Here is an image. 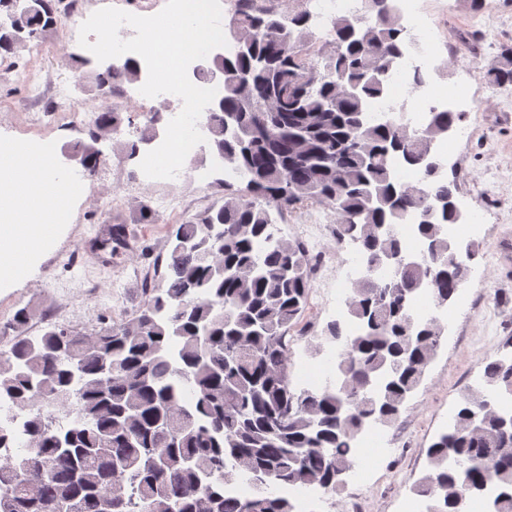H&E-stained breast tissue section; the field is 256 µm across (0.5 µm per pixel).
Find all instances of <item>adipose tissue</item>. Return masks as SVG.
<instances>
[{
    "instance_id": "ef3b65f1",
    "label": "adipose tissue",
    "mask_w": 512,
    "mask_h": 512,
    "mask_svg": "<svg viewBox=\"0 0 512 512\" xmlns=\"http://www.w3.org/2000/svg\"><path fill=\"white\" fill-rule=\"evenodd\" d=\"M48 147L0 140V290L24 279L50 248L81 183L57 177Z\"/></svg>"
}]
</instances>
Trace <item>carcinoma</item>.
Returning <instances> with one entry per match:
<instances>
[{
	"label": "carcinoma",
	"mask_w": 512,
	"mask_h": 512,
	"mask_svg": "<svg viewBox=\"0 0 512 512\" xmlns=\"http://www.w3.org/2000/svg\"><path fill=\"white\" fill-rule=\"evenodd\" d=\"M376 18H338L335 52L324 68L303 52L307 13L263 10L236 0L237 46L214 61L224 70L223 107L211 123L212 148L238 181H224V205L210 207L171 232L163 282L142 288L128 320L92 336L50 327L37 339L25 306L7 325L11 348L0 357V401L28 410L22 454L0 458V512H294L284 489H336L350 467V443L374 413L395 421L438 348L442 329L417 320L410 306L422 286L434 304L448 303L465 281L471 256L458 259L439 224L418 223L436 260L405 266L388 280L361 282L349 311L362 330L349 336L332 322L326 340L342 341L339 382L296 393L290 388L287 334L307 303L312 254L302 241L276 237V218L306 203L331 209L338 241L359 245L379 264L403 252L384 225L422 215L436 197H455L454 183L424 173L404 187L394 164L421 166L428 145L448 135L461 114L430 113L428 127L373 124L368 105L383 100L409 35L387 0ZM53 0L11 9L0 23V54L41 39L56 25ZM256 57L266 59L257 68ZM483 77L512 83V46ZM119 112H103L94 136L119 131ZM154 128H135L127 155ZM89 172L101 164L79 150ZM114 224L102 247L126 243ZM485 390L464 400L448 432L428 448L430 473L418 492L433 512H457L460 496L497 487L491 512H512V415L493 395L512 393V358L483 370ZM74 413L53 422V411ZM52 460L51 475L37 464ZM249 481L250 495L230 488Z\"/></svg>",
	"instance_id": "cac0c4a2"
}]
</instances>
